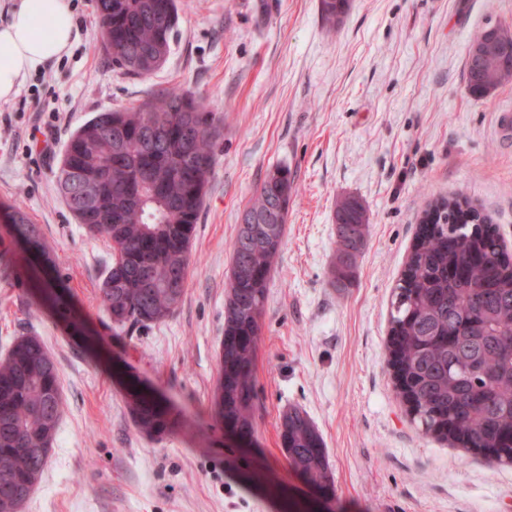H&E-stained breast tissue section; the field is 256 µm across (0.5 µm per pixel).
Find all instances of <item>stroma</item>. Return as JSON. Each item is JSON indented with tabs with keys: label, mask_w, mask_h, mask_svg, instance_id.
<instances>
[{
	"label": "stroma",
	"mask_w": 512,
	"mask_h": 512,
	"mask_svg": "<svg viewBox=\"0 0 512 512\" xmlns=\"http://www.w3.org/2000/svg\"><path fill=\"white\" fill-rule=\"evenodd\" d=\"M70 4L80 28L70 54L0 101V356L17 337L40 336L64 402L23 512H512V467L425 436L396 397L386 350L391 292L425 199L467 197L512 251V135L498 127L512 82L476 99L465 75L474 36L512 25V0H353L335 29L319 0H177L171 52L141 77L113 64L94 0ZM177 86L222 127L191 273L171 318L117 335L100 297L110 249L77 223L56 172L98 112ZM284 166L296 193L262 320L254 440L242 447L211 414L231 243L257 186ZM348 194L370 224L356 278L338 288L328 275L334 211ZM15 210L38 225L54 266L20 271ZM39 280L62 289L70 317L43 299ZM131 378L165 395L174 434L136 429ZM291 406L325 440L328 498L280 445Z\"/></svg>",
	"instance_id": "35a3bbf8"
}]
</instances>
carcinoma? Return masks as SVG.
Here are the masks:
<instances>
[{"mask_svg": "<svg viewBox=\"0 0 512 512\" xmlns=\"http://www.w3.org/2000/svg\"><path fill=\"white\" fill-rule=\"evenodd\" d=\"M112 62L136 76L157 70L178 25L176 0H94ZM322 19L341 24L351 0H319ZM512 26L479 33L465 62L469 92L486 97L512 82ZM218 119L180 88L136 109L106 110L71 137L56 181L77 222L112 247L100 290L117 333L170 318L190 275V247L216 165ZM98 183L94 200L76 182ZM294 178L268 173L238 225L224 303L220 375L213 419L242 441L253 439L255 368L274 262L286 231ZM337 250L331 282L351 285L370 224L356 197L336 202ZM15 235L45 251L40 230L17 210ZM389 352L397 396L421 431L512 465V256L489 216L459 197L428 204L390 301ZM134 425L162 439L176 426L167 400L127 385ZM63 414L57 368L35 335L19 337L0 359V512H23L53 450ZM279 438L290 465L317 491L333 490L324 440L308 413L290 407Z\"/></svg>", "mask_w": 512, "mask_h": 512, "instance_id": "obj_1", "label": "carcinoma"}]
</instances>
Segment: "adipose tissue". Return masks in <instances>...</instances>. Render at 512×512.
I'll return each mask as SVG.
<instances>
[{"instance_id": "ef3b65f1", "label": "adipose tissue", "mask_w": 512, "mask_h": 512, "mask_svg": "<svg viewBox=\"0 0 512 512\" xmlns=\"http://www.w3.org/2000/svg\"><path fill=\"white\" fill-rule=\"evenodd\" d=\"M79 34L66 0H18L0 23V101L12 99L28 75L61 60Z\"/></svg>"}]
</instances>
